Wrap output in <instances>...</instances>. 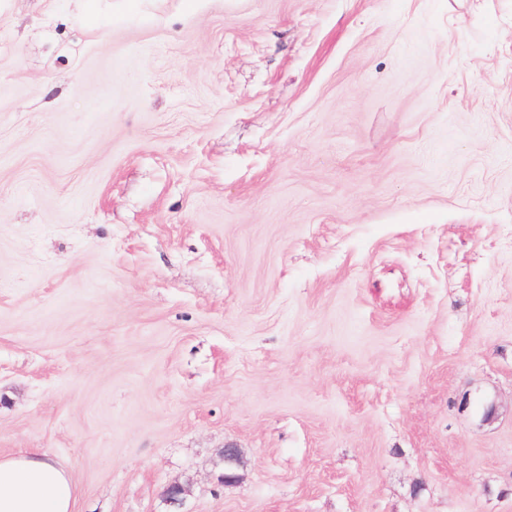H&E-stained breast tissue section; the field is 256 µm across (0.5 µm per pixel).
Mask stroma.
I'll list each match as a JSON object with an SVG mask.
<instances>
[{
    "mask_svg": "<svg viewBox=\"0 0 512 512\" xmlns=\"http://www.w3.org/2000/svg\"><path fill=\"white\" fill-rule=\"evenodd\" d=\"M22 451L78 512H512V0H0Z\"/></svg>",
    "mask_w": 512,
    "mask_h": 512,
    "instance_id": "1",
    "label": "stroma"
}]
</instances>
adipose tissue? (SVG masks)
<instances>
[{
    "label": "adipose tissue",
    "instance_id": "obj_1",
    "mask_svg": "<svg viewBox=\"0 0 512 512\" xmlns=\"http://www.w3.org/2000/svg\"><path fill=\"white\" fill-rule=\"evenodd\" d=\"M70 470L46 453L0 458V512H77Z\"/></svg>",
    "mask_w": 512,
    "mask_h": 512
}]
</instances>
